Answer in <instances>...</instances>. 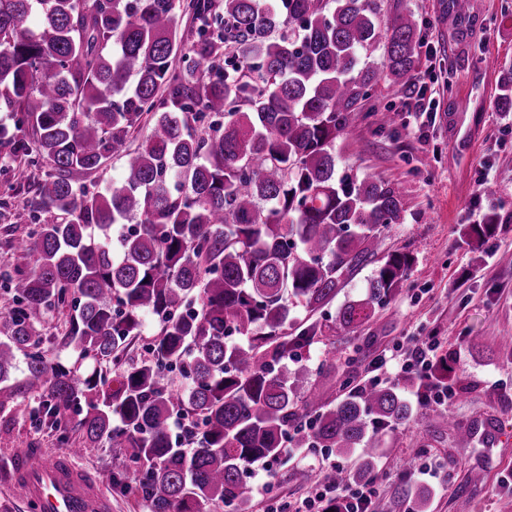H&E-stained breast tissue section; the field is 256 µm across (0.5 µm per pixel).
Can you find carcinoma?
Instances as JSON below:
<instances>
[{
  "mask_svg": "<svg viewBox=\"0 0 512 512\" xmlns=\"http://www.w3.org/2000/svg\"><path fill=\"white\" fill-rule=\"evenodd\" d=\"M197 26L177 55L174 0H0V147L13 177L47 162L35 182L30 230L0 278L13 306L0 338V406L29 392L39 429L64 449L106 441L118 473L151 512H253L247 478L291 444L375 473L376 436L410 421L405 392L352 386L327 402L303 354L334 336L313 313L372 262L403 199L383 181L336 171L333 147L387 79L417 78L418 23L381 20L380 0H192ZM382 50L379 67L360 53ZM512 110V71L497 99ZM146 128L142 143L127 146ZM124 160L123 181L90 191L82 178ZM54 214L41 221V213ZM496 217L465 234L482 242ZM392 252L366 292L339 309L354 332L408 280ZM72 309L62 346L90 361L76 376L43 347L36 323ZM155 327L146 354L126 349ZM240 336L243 342L232 340ZM22 353L23 386L9 383ZM295 368L288 367V363ZM86 405L71 439L66 416ZM309 423L310 431L301 427ZM401 502L426 512L427 491L404 482Z\"/></svg>",
  "mask_w": 512,
  "mask_h": 512,
  "instance_id": "carcinoma-1",
  "label": "carcinoma"
}]
</instances>
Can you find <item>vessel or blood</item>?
Returning a JSON list of instances; mask_svg holds the SVG:
<instances>
[{
	"label": "vessel or blood",
	"mask_w": 512,
	"mask_h": 512,
	"mask_svg": "<svg viewBox=\"0 0 512 512\" xmlns=\"http://www.w3.org/2000/svg\"><path fill=\"white\" fill-rule=\"evenodd\" d=\"M76 461L69 450L48 457L36 449L22 453L10 478L18 501H35L41 512H105L108 501Z\"/></svg>",
	"instance_id": "b4317fda"
}]
</instances>
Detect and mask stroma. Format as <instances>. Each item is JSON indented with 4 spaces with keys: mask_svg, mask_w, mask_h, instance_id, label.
Segmentation results:
<instances>
[{
    "mask_svg": "<svg viewBox=\"0 0 512 512\" xmlns=\"http://www.w3.org/2000/svg\"><path fill=\"white\" fill-rule=\"evenodd\" d=\"M512 0H472L469 18L450 0H384V14L412 12L422 30L419 76L436 109L406 111L400 86L384 80L372 91L378 113L357 118L335 144L336 168L388 182L400 193L404 211L399 224L385 230L382 253L403 251L411 258L406 288L357 332L336 333V354L319 387L326 400L346 393L345 381L364 383L381 354H394L416 336L438 337L437 358L448 361V377L457 399L448 413L455 425L471 430L467 447L453 431L433 419L418 418L384 432L374 481L376 512H405L395 491L413 481L422 455L438 467L427 512H512V441L487 442L484 428L512 429V112L496 101L500 79L512 69V22L502 19ZM394 124L380 123L382 111ZM12 160L0 149V272L12 264L9 245L29 227L33 190L10 186L5 171ZM494 183L495 195L482 191ZM496 215L494 235L473 247L464 229L473 217ZM65 317L51 312L37 325L45 346L68 368L85 371L77 351L59 345ZM478 337L471 346L470 337ZM33 397L16 398L0 408V505L9 512H29L9 486L17 453L38 448L59 451V434L34 429L29 411ZM354 456L324 448H294L288 458L256 467L248 480L254 512H265L269 497L293 502L311 492V471L339 463L349 468ZM80 467L100 482L110 512H150L142 497L113 485L115 452L100 443L85 449ZM481 484H471V472Z\"/></svg>",
    "mask_w": 512,
    "mask_h": 512,
    "instance_id": "obj_1",
    "label": "stroma"
}]
</instances>
